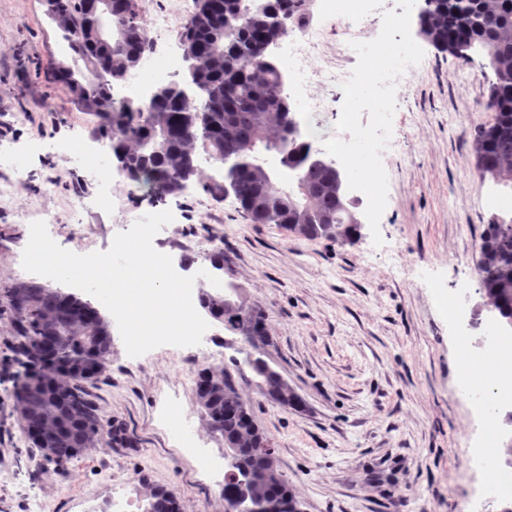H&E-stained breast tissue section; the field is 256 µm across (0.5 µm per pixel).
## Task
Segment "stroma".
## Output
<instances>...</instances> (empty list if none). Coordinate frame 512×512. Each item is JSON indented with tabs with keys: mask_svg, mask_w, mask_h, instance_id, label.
Listing matches in <instances>:
<instances>
[{
	"mask_svg": "<svg viewBox=\"0 0 512 512\" xmlns=\"http://www.w3.org/2000/svg\"><path fill=\"white\" fill-rule=\"evenodd\" d=\"M391 16L408 45L392 63L408 80L383 84L393 105L378 151L360 161L379 171L383 195L361 203L362 234L341 245L251 223L234 197L214 198L193 183L154 201L125 179L111 202H99L77 153L109 142L92 110L52 78L58 65L79 74L87 64L66 48L43 0H0V154L27 159L24 176L0 170V182L12 184L10 206L0 208V286L25 281L71 293L22 266L42 213L50 237L84 255L109 250L128 229L127 212L171 211L154 249L181 274L210 270L193 250L215 243L224 251L222 290L266 314L271 343L254 353L303 407L283 408L249 386L242 393L301 512H471L480 498L486 512H502L485 465L472 459L479 412L460 392L457 343L483 335L492 316L473 328L452 319L446 303L480 300L476 259L497 192L476 176L471 133L491 119L492 72L418 36L409 0H386L364 24L366 42L389 40ZM80 193L86 208L75 219L69 202ZM208 324L204 346L163 345L138 357L113 332L102 374L85 384L100 430L58 467L20 429L12 315L0 311V512H122L129 499L148 504L157 487L174 493L181 512H224V440L209 429L193 378L227 365L244 342L222 321ZM116 425L131 447L113 444Z\"/></svg>",
	"mask_w": 512,
	"mask_h": 512,
	"instance_id": "obj_1",
	"label": "stroma"
}]
</instances>
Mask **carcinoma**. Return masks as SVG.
Here are the masks:
<instances>
[{
    "mask_svg": "<svg viewBox=\"0 0 512 512\" xmlns=\"http://www.w3.org/2000/svg\"><path fill=\"white\" fill-rule=\"evenodd\" d=\"M58 28L67 42L82 41L90 64L87 84L99 73L119 80L143 57L149 42L135 0H112L118 42L105 58L85 41L94 18L82 0H61ZM314 0H195V11L180 39L194 61L190 96L175 84L157 88L144 108L107 98L103 90L85 100L102 119V135L124 159L119 171L159 201L182 182L193 180L215 198L232 193L254 224H276L305 238L353 240V224L336 182L291 124L293 105L285 79L270 60L268 46L310 23ZM421 36L442 51L480 55L494 79L486 107L492 120L474 127L472 150L479 178L512 191V0H432L422 18ZM205 152L221 168L215 176L198 164ZM476 270L479 293L500 320H512V216L492 214L480 235ZM13 317L17 361L32 367L19 385L22 428L48 461L67 462L87 450L100 416L80 382L96 378L110 355L109 323L88 301L32 282L0 289ZM202 308L231 331L245 329L248 341L267 344L265 316L230 309L225 297L204 293ZM234 370L205 369L196 392L210 429L224 437L226 451L242 462L237 475L224 474V501L241 490L275 512H296L299 503L278 465L257 451L262 430L243 399L238 381H255L262 396L275 392L290 408L302 401L261 357L231 359ZM150 512H181L176 496L151 493Z\"/></svg>",
    "mask_w": 512,
    "mask_h": 512,
    "instance_id": "carcinoma-1",
    "label": "carcinoma"
}]
</instances>
